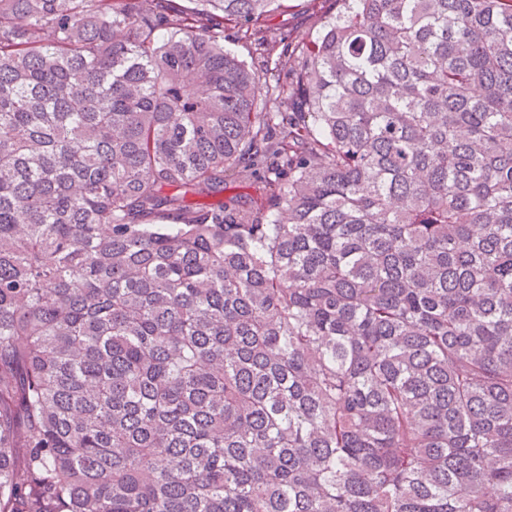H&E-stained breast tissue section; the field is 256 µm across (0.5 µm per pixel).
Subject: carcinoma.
Here are the masks:
<instances>
[{
	"mask_svg": "<svg viewBox=\"0 0 512 512\" xmlns=\"http://www.w3.org/2000/svg\"><path fill=\"white\" fill-rule=\"evenodd\" d=\"M164 2L0 0V512H512V0ZM273 11L267 25L293 43H302L317 36L319 17L333 11L334 2L325 0H288ZM224 46L228 49L235 51L242 59L251 62V60L259 57V50L256 51V46L239 39L238 26L234 23L224 25Z\"/></svg>",
	"mask_w": 512,
	"mask_h": 512,
	"instance_id": "obj_1",
	"label": "carcinoma"
}]
</instances>
